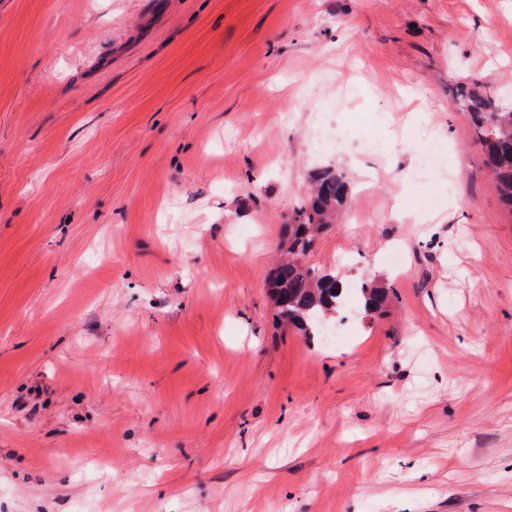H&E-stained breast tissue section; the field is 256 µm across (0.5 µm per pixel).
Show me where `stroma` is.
<instances>
[{"label":"stroma","mask_w":512,"mask_h":512,"mask_svg":"<svg viewBox=\"0 0 512 512\" xmlns=\"http://www.w3.org/2000/svg\"><path fill=\"white\" fill-rule=\"evenodd\" d=\"M512 0H0V512H512V210L449 89ZM389 287L326 334L268 277ZM313 181L312 193L293 210L287 255L280 257L270 278V294L282 322L308 337L319 335L320 323L343 309L349 293L359 294L369 312L380 311L389 295L388 288L379 282L342 288L343 279L306 261L317 236L334 223L350 194V184L334 169L318 171Z\"/></svg>","instance_id":"stroma-1"}]
</instances>
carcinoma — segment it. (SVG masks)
I'll use <instances>...</instances> for the list:
<instances>
[{"label": "carcinoma", "instance_id": "carcinoma-1", "mask_svg": "<svg viewBox=\"0 0 512 512\" xmlns=\"http://www.w3.org/2000/svg\"><path fill=\"white\" fill-rule=\"evenodd\" d=\"M452 98L470 114L500 199L512 209V106L501 103L487 86L457 85ZM313 181L312 193L293 210L288 252L280 257L270 278V294L282 322L308 337L319 335L320 323L343 309L349 294H359L369 312L381 310L389 295L379 282L344 288L343 279L306 261L317 236L334 223L350 194V184L334 169L318 171Z\"/></svg>", "mask_w": 512, "mask_h": 512}]
</instances>
